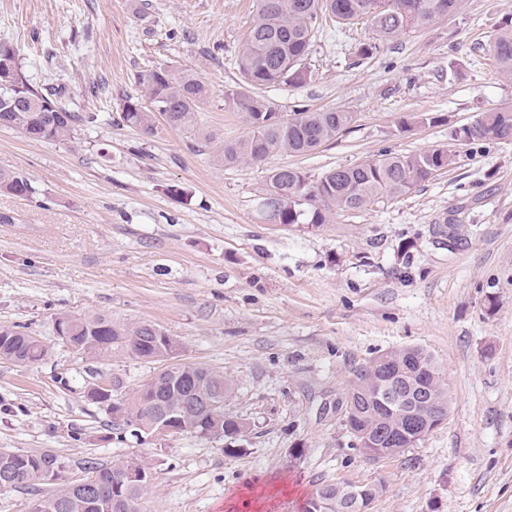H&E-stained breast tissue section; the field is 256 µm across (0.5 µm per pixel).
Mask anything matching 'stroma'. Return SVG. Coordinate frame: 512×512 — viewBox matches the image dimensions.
I'll use <instances>...</instances> for the list:
<instances>
[{"label": "stroma", "mask_w": 512, "mask_h": 512, "mask_svg": "<svg viewBox=\"0 0 512 512\" xmlns=\"http://www.w3.org/2000/svg\"><path fill=\"white\" fill-rule=\"evenodd\" d=\"M257 0H0V42L29 82L94 113L72 143L0 128V169L33 200L0 195V325L48 355L0 359V449L87 460L136 458L151 477L141 512H301L318 483L376 484L370 512H512V142L458 146L455 164L398 199L339 212L318 229L270 223V173L311 175L384 152L447 145L451 128L512 104L489 44L512 0H465L370 57L369 25H324L304 83L257 88L280 117L344 109L356 120L307 156L226 165L249 130L224 106ZM209 88L194 129L154 134L120 118L159 66ZM430 115L434 124H417ZM147 322L179 358L223 371L235 438L137 440L87 390L132 395L160 361L91 358L57 336L56 313ZM427 350L451 395L444 422L405 453L366 460L336 404L353 369L401 347ZM37 193V187L27 176L16 171L0 170V194L30 200Z\"/></svg>", "instance_id": "1"}]
</instances>
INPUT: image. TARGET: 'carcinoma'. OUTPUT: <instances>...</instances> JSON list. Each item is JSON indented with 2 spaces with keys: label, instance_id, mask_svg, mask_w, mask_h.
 <instances>
[{
  "label": "carcinoma",
  "instance_id": "obj_1",
  "mask_svg": "<svg viewBox=\"0 0 512 512\" xmlns=\"http://www.w3.org/2000/svg\"><path fill=\"white\" fill-rule=\"evenodd\" d=\"M463 0H258L239 51V70L246 90H228L224 102L245 114L248 135L224 145L220 160L226 164L258 162L274 152L308 155L336 139L353 121L345 110L302 112L296 120L278 119L273 109L249 90L271 84H299L313 77L303 61L307 58L318 31L319 13H330L336 22L349 23L359 18L370 21L375 42L363 45L364 57L379 44L406 32L415 31L435 19L460 13ZM490 51L501 76L512 81V28L501 30L490 43ZM11 87H0V125L29 138L58 142L76 139L78 128L97 121V115L82 114L69 108L61 91L33 86L22 72L18 53L9 59ZM145 97L151 107L129 99L120 118L128 126L146 134L155 131L156 115L179 129H191L197 123L199 105L208 95V87L195 74L159 66L144 79ZM50 103L56 118L46 120L32 102ZM446 147L409 155L386 153L349 167L330 169L313 177L298 168H278L269 176L264 201L276 210L279 224H306L319 228L332 221L337 211L362 209L381 198L396 199L409 194L419 184L433 179V172L455 162L456 142H512V105L484 110L470 122L451 132ZM38 193L32 180L16 171L0 170V194L25 200ZM56 331L71 336L76 351L106 357L114 350L127 351L138 358L156 357L169 362L167 378L156 388L144 385L129 398L105 397L87 391L91 401L106 405L110 415L131 418L145 403L157 398L165 401L175 417L183 420L181 429L198 433L204 420L184 414L185 404L201 391L217 403L214 411L223 414L224 436L242 432L244 422L224 415V399L233 391L224 373L207 367L179 363L169 356L177 350V341L160 328L142 322H124L108 314L74 316L60 313L54 320ZM41 341L18 326H0V358L30 363L44 357ZM392 380L388 391L396 394L392 408L377 400H363L350 420L349 433L354 448H373L379 443L405 446L412 421L426 407H412L409 396L415 382L427 388L431 408L448 410V388L431 354L419 347L389 350L374 357L373 365L360 378L359 386L374 395L380 381ZM64 471L68 465L51 453L28 454L0 450V489L24 488L48 483L50 468ZM140 473L126 478L128 470ZM83 471L95 479L97 493L69 489L59 482L51 493L32 503L30 512H140L139 500L149 483L150 471L143 463L127 459L104 467L88 460ZM315 493L321 496L319 512H343L362 496H377V487L346 483H321Z\"/></svg>",
  "mask_w": 512,
  "mask_h": 512
}]
</instances>
